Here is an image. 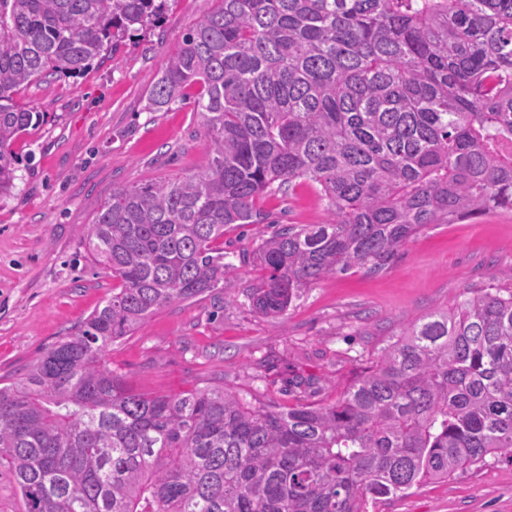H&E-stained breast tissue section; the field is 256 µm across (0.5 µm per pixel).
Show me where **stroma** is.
<instances>
[{"mask_svg":"<svg viewBox=\"0 0 512 512\" xmlns=\"http://www.w3.org/2000/svg\"><path fill=\"white\" fill-rule=\"evenodd\" d=\"M207 7V0H168L158 27L125 41L113 60L20 93L44 120L14 142L15 188L0 199V377L22 376L111 296L112 275L92 263L87 237L113 189L207 165L197 87L170 108L145 109L170 53ZM256 207L266 222L224 229V260L233 269L223 287L156 311L113 344L110 366L137 391L177 394L220 378L287 407L295 396L286 380L299 375L315 378L317 399L330 402L407 324L512 271V213L492 211L432 225L383 271L323 278L273 321L244 295L263 274L253 246L279 224L324 223L327 211L308 183L266 194ZM383 512H512V461L423 482Z\"/></svg>","mask_w":512,"mask_h":512,"instance_id":"1","label":"stroma"}]
</instances>
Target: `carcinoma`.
Segmentation results:
<instances>
[{"label":"carcinoma","mask_w":512,"mask_h":512,"mask_svg":"<svg viewBox=\"0 0 512 512\" xmlns=\"http://www.w3.org/2000/svg\"><path fill=\"white\" fill-rule=\"evenodd\" d=\"M145 109L200 87L207 167L116 188L88 238L117 285L0 387V466L25 512H370L426 480L512 459V290L406 325L332 403L282 407L222 384L149 396L112 343L230 273L214 243L256 200L320 186L328 219L260 240L252 311L378 273L411 237L512 212V0H213ZM167 0H0V198L13 143L44 121L18 92L81 74L159 23Z\"/></svg>","instance_id":"carcinoma-1"}]
</instances>
